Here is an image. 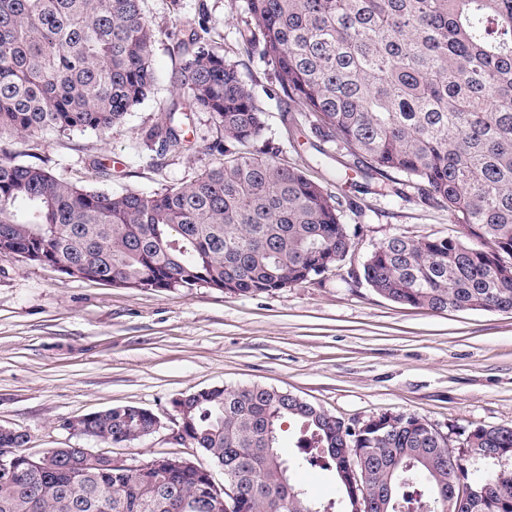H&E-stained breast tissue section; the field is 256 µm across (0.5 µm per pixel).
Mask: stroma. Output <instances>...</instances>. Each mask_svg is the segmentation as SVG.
Returning a JSON list of instances; mask_svg holds the SVG:
<instances>
[{
	"label": "stroma",
	"instance_id": "35a3bbf8",
	"mask_svg": "<svg viewBox=\"0 0 512 512\" xmlns=\"http://www.w3.org/2000/svg\"><path fill=\"white\" fill-rule=\"evenodd\" d=\"M140 6L158 32L148 98L107 133L8 136L0 139V155L109 192L152 193L194 180L216 162L206 114L196 115L194 147L181 156L151 158L141 136L179 103L178 31L201 20L203 40L235 62L266 112L267 135L280 143L281 161L350 197L345 221L358 228L355 247L322 281L248 297L206 286L118 288L0 256V425L26 432L32 451L91 448L130 464L163 453L186 457L208 469L219 488L221 468L198 449L167 439L177 426L175 401L204 388L261 384L349 424L384 412L418 414L455 449L475 427H512V311L402 306L349 277L392 235H448L447 211L391 193L359 192L365 179L347 171L343 153L331 144L317 151L297 108L270 94L274 66L242 36L248 19L242 0H141ZM97 157L106 159L109 175L92 168ZM121 405L153 411L165 431L112 446L63 426ZM289 475L321 501L340 496L333 471L307 465Z\"/></svg>",
	"mask_w": 512,
	"mask_h": 512
}]
</instances>
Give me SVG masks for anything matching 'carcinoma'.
<instances>
[{
  "label": "carcinoma",
  "mask_w": 512,
  "mask_h": 512,
  "mask_svg": "<svg viewBox=\"0 0 512 512\" xmlns=\"http://www.w3.org/2000/svg\"><path fill=\"white\" fill-rule=\"evenodd\" d=\"M246 40L275 68L283 99L350 167L445 209L448 236L395 234L362 265L366 284L401 305L512 311V0H244ZM180 109L149 129L161 156L193 148L198 112L218 165L182 186L112 193L0 158V256L81 267L159 290L206 285L254 296L320 281L355 245L343 201L264 140L266 113L236 65L180 30ZM156 30L140 0H0V138L122 123L154 86ZM175 404L184 443L240 487L239 512H354L345 450L368 474L371 512H456L461 484L488 487L461 512H512V428L478 426L448 467V436L422 416L382 413L354 426L286 392L213 387ZM300 457L282 459L283 423ZM66 426L113 445L146 438L149 410L112 407ZM28 435L0 432V512H221L210 473L159 456L136 470L88 464L69 448L29 457ZM325 462L342 498L322 503L290 468Z\"/></svg>",
  "instance_id": "carcinoma-1"
}]
</instances>
